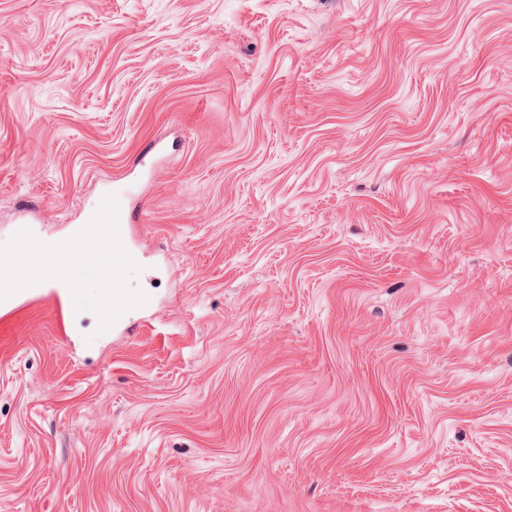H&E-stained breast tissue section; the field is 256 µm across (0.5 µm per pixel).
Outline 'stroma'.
I'll return each instance as SVG.
<instances>
[{
    "label": "stroma",
    "instance_id": "35a3bbf8",
    "mask_svg": "<svg viewBox=\"0 0 512 512\" xmlns=\"http://www.w3.org/2000/svg\"><path fill=\"white\" fill-rule=\"evenodd\" d=\"M0 512H512V0H0ZM124 193L113 194L112 197V212L108 216V224L110 225L105 230L104 242L102 244V232L95 224V218L90 217L88 223L83 224L75 233V237L79 239L81 245V252L84 257H92L100 252H109L113 256L112 264L109 268L101 273L102 279L108 284L109 291L104 298L103 310L100 316V324H104L112 318V303H119L123 300L121 289L118 288L121 280L119 273L125 269L132 261V257L126 252L112 247V245L121 242L123 235L129 227L132 217L123 201ZM112 231V232H111ZM114 301V302H113ZM17 233L21 237L31 241L30 243L25 244L29 253L27 261L25 263H19L11 255L1 257L2 260L10 262L13 265L15 273L18 272L27 280L33 283H37L44 281L47 276L53 272L59 274H69L74 272L75 265L72 257L66 261H61L54 264H47L44 261V251L38 244L42 245L46 252H49L56 248V242L30 234L26 226H20L17 230Z\"/></svg>",
    "mask_w": 512,
    "mask_h": 512
}]
</instances>
